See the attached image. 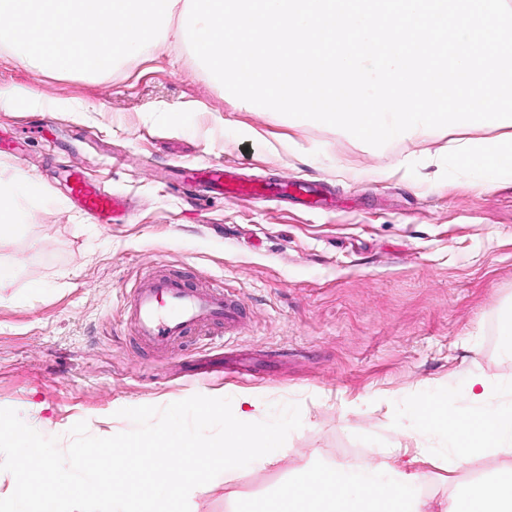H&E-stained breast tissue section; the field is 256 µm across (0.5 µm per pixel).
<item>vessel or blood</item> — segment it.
<instances>
[{
    "mask_svg": "<svg viewBox=\"0 0 512 512\" xmlns=\"http://www.w3.org/2000/svg\"><path fill=\"white\" fill-rule=\"evenodd\" d=\"M185 187L200 196L220 195L247 201L258 195H271L292 201L301 211L315 213L336 208L334 197L323 183L297 181L285 177L263 184H250L233 176L229 166L211 163L181 167ZM72 198L89 214L104 220H119L125 210L123 197L105 191L80 173L70 175ZM134 336L146 346L160 349L189 336L200 339L215 329L237 330L247 317L244 303L224 290L204 286L188 287L167 274L156 272L143 278L127 302Z\"/></svg>",
    "mask_w": 512,
    "mask_h": 512,
    "instance_id": "1",
    "label": "vessel or blood"
}]
</instances>
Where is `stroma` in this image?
Returning a JSON list of instances; mask_svg holds the SVG:
<instances>
[{
    "instance_id": "35a3bbf8",
    "label": "stroma",
    "mask_w": 512,
    "mask_h": 512,
    "mask_svg": "<svg viewBox=\"0 0 512 512\" xmlns=\"http://www.w3.org/2000/svg\"><path fill=\"white\" fill-rule=\"evenodd\" d=\"M0 87L43 102L0 110V175L38 184L0 239V260L17 271L0 290V408L60 449L76 422L112 436L133 427L120 409L196 394L299 404L303 425L276 465L223 472L189 495L190 512H235L301 468L394 447L413 399L462 388L476 371L512 379V348L496 328L512 306V169L483 172L448 152L450 141L508 128L451 125L375 148L241 105L189 45L169 40L100 74L43 73L6 45ZM182 162L320 180L356 204L302 214L273 199L196 201L178 189ZM74 171L129 198V216L103 224L80 210L66 182ZM153 271L229 289L246 306L244 326L175 355L142 349L125 295ZM33 282L44 286L34 297ZM197 353L220 372L191 374ZM502 464L429 466L419 490L443 503Z\"/></svg>"
}]
</instances>
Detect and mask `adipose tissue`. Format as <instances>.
Instances as JSON below:
<instances>
[{"instance_id":"obj_1","label":"adipose tissue","mask_w":512,"mask_h":512,"mask_svg":"<svg viewBox=\"0 0 512 512\" xmlns=\"http://www.w3.org/2000/svg\"><path fill=\"white\" fill-rule=\"evenodd\" d=\"M454 156L486 171L512 168V136L494 141L458 139ZM411 426L399 432L406 445L364 463L303 471L271 499L266 512H431L415 491L421 464L461 468L487 455L512 456V380L470 373L462 392L416 401ZM441 439L453 456L436 453L429 439ZM391 471L394 483L378 485L376 472ZM447 512H512V466L472 482L447 505Z\"/></svg>"}]
</instances>
